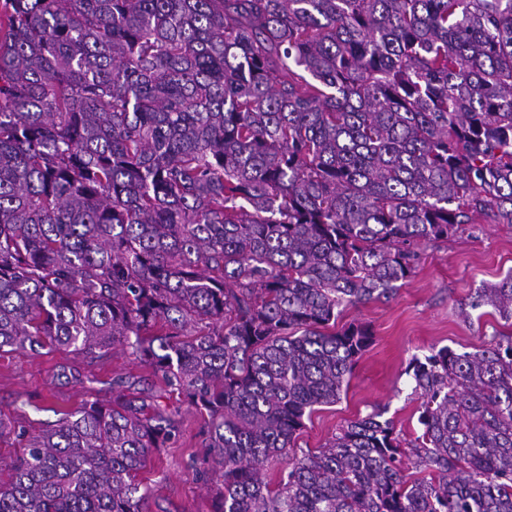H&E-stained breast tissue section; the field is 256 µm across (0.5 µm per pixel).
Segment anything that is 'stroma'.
Masks as SVG:
<instances>
[{
    "label": "stroma",
    "mask_w": 512,
    "mask_h": 512,
    "mask_svg": "<svg viewBox=\"0 0 512 512\" xmlns=\"http://www.w3.org/2000/svg\"><path fill=\"white\" fill-rule=\"evenodd\" d=\"M421 251L416 273L390 301L352 307L338 317L340 327L368 325L373 342L340 400L305 417L295 454L322 450L343 426L376 406L384 408L385 418L393 420L402 437H409L417 419L413 381L406 372L412 359L446 346L473 351L500 329L502 321L492 308L466 319L458 306L477 288L512 272L511 224H466L448 241L422 245ZM70 365L80 369L81 382L61 375V368ZM150 376L130 351L120 348L99 359L66 350L13 351L0 356V421L35 434L42 423L55 420L57 411L77 407L82 400L111 401L114 379ZM203 426L202 414L181 404L177 441L153 455L142 473L170 512L214 510L217 487L202 480L212 466Z\"/></svg>",
    "instance_id": "obj_1"
}]
</instances>
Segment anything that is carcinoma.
Returning a JSON list of instances; mask_svg holds the SVG:
<instances>
[{
	"instance_id": "obj_1",
	"label": "carcinoma",
	"mask_w": 512,
	"mask_h": 512,
	"mask_svg": "<svg viewBox=\"0 0 512 512\" xmlns=\"http://www.w3.org/2000/svg\"><path fill=\"white\" fill-rule=\"evenodd\" d=\"M482 222L512 224V0H0V352L161 382L20 431L0 512H152L173 395L214 512H512V332L412 360L414 439L375 409L291 456L372 343L342 311ZM484 306L512 327V275Z\"/></svg>"
}]
</instances>
